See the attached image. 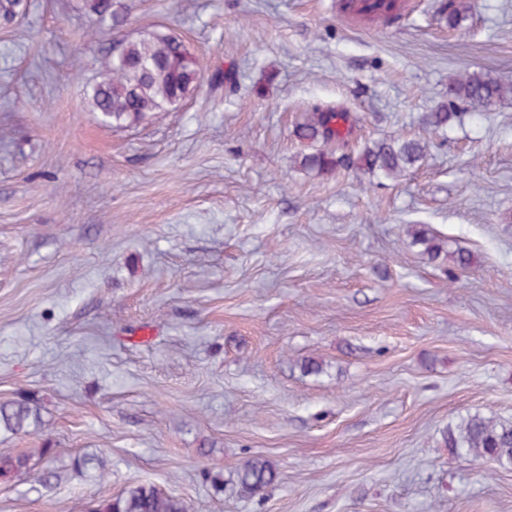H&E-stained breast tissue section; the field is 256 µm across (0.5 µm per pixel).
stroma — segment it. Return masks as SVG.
<instances>
[{
    "label": "stroma",
    "instance_id": "stroma-1",
    "mask_svg": "<svg viewBox=\"0 0 512 512\" xmlns=\"http://www.w3.org/2000/svg\"><path fill=\"white\" fill-rule=\"evenodd\" d=\"M26 2L0 25V403L35 399L44 425L0 432V454H51L0 478V512H92L139 484L192 512H512V470L442 440L512 419V98L425 122L449 76L512 83V0H473L456 30L441 0L392 27L340 0H119L102 24ZM151 31L184 39L201 86L103 125V54ZM319 103L359 116L357 148L417 136L425 159L382 183L300 168ZM257 455L278 477L247 495ZM408 235L411 237L412 244L422 246L423 253L432 260L437 259L443 251L440 239L430 231L427 225H410ZM277 471L272 462L261 456L248 458L237 469V481L242 492L255 495L274 483Z\"/></svg>",
    "mask_w": 512,
    "mask_h": 512
}]
</instances>
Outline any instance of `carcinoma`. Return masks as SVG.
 Masks as SVG:
<instances>
[{
    "mask_svg": "<svg viewBox=\"0 0 512 512\" xmlns=\"http://www.w3.org/2000/svg\"><path fill=\"white\" fill-rule=\"evenodd\" d=\"M85 11L103 23L114 15L112 0H83ZM27 7L24 0H0V21L8 24ZM471 0H443L440 14L448 27L456 29L467 19ZM404 0H341L340 13L346 18L391 27L404 18ZM196 56L185 41L173 34L148 32L122 38L120 55L105 56L100 62L99 80L87 91L90 110L99 121L115 129H130L166 111L174 101H184L200 85ZM448 103L427 115V123L446 126L460 117V108L491 110L512 96L506 86L477 71L459 74L448 83ZM360 118L344 109L315 104L295 136L323 148L302 155L300 166L318 173H334L352 167L377 178L397 179L416 167L425 157L427 143L412 137L389 136L364 147L353 157L351 138ZM408 235L414 245L435 260L443 251L440 239L424 224H413ZM41 405L23 397L0 404V429L13 434L27 433L42 425ZM443 440L460 458L479 461L495 468L512 470V420L468 414L448 425ZM32 457L26 453L0 455V477L28 468ZM277 471L261 456L244 461L237 469L242 492L255 495L274 483ZM92 512H189L185 500L164 493L153 485L141 484L96 507Z\"/></svg>",
    "mask_w": 512,
    "mask_h": 512,
    "instance_id": "cac0c4a2",
    "label": "carcinoma"
}]
</instances>
